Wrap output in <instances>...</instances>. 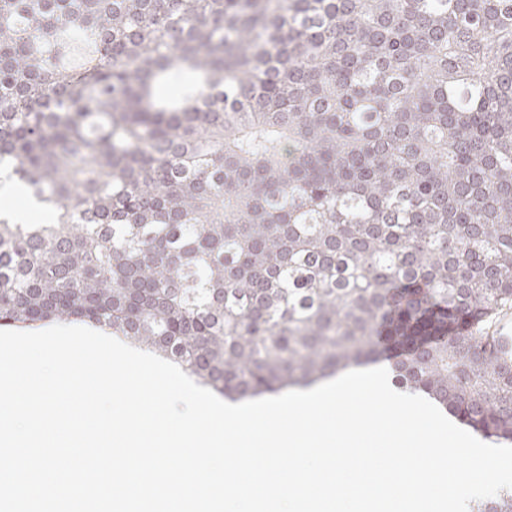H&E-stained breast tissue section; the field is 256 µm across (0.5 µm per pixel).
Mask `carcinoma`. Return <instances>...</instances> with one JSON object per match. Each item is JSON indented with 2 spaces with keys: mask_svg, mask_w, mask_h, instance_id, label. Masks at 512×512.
<instances>
[{
  "mask_svg": "<svg viewBox=\"0 0 512 512\" xmlns=\"http://www.w3.org/2000/svg\"><path fill=\"white\" fill-rule=\"evenodd\" d=\"M4 184L0 327L232 400L387 362L512 442V0H0Z\"/></svg>",
  "mask_w": 512,
  "mask_h": 512,
  "instance_id": "obj_1",
  "label": "carcinoma"
}]
</instances>
